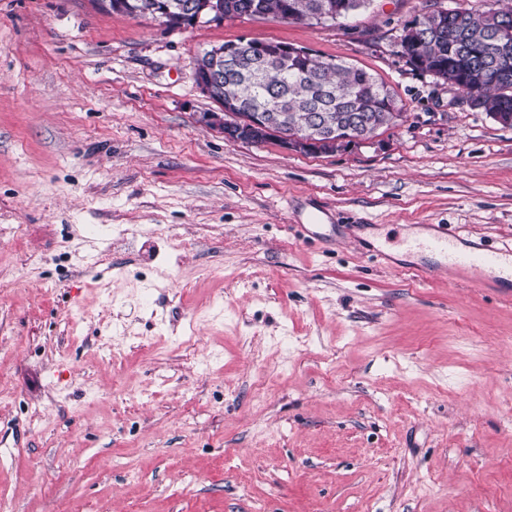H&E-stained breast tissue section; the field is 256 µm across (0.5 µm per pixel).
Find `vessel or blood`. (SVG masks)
I'll return each mask as SVG.
<instances>
[{
    "mask_svg": "<svg viewBox=\"0 0 512 512\" xmlns=\"http://www.w3.org/2000/svg\"><path fill=\"white\" fill-rule=\"evenodd\" d=\"M407 252L439 257L450 279L466 280L474 288H512V245L496 248L477 244L461 248L458 237L442 228L422 238L402 240Z\"/></svg>",
    "mask_w": 512,
    "mask_h": 512,
    "instance_id": "1",
    "label": "vessel or blood"
}]
</instances>
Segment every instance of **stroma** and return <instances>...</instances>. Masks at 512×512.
<instances>
[{"mask_svg":"<svg viewBox=\"0 0 512 512\" xmlns=\"http://www.w3.org/2000/svg\"><path fill=\"white\" fill-rule=\"evenodd\" d=\"M431 4L483 0L174 30L0 0V512H512V296L370 251L512 242V127L400 53ZM242 38L405 116L328 154L226 140L194 61Z\"/></svg>","mask_w":512,"mask_h":512,"instance_id":"35a3bbf8","label":"stroma"}]
</instances>
